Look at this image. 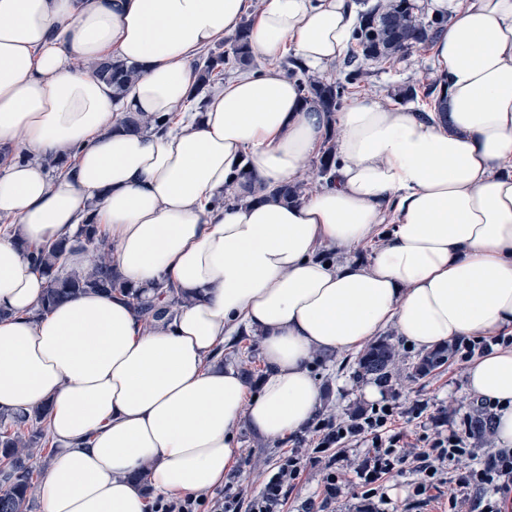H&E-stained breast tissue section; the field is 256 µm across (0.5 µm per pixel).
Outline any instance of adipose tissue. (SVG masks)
I'll list each match as a JSON object with an SVG mask.
<instances>
[{
    "mask_svg": "<svg viewBox=\"0 0 512 512\" xmlns=\"http://www.w3.org/2000/svg\"><path fill=\"white\" fill-rule=\"evenodd\" d=\"M0 0V412L48 404L41 512H150L223 485L247 426L277 443L320 407L316 354L357 351L386 328L432 349L489 341L466 370L512 450V0H430L448 25L430 47L445 113L357 97L305 105L274 62L345 53L353 0ZM249 21L270 64L189 111L203 49ZM138 71L122 95L92 64ZM173 119L166 134L116 129L122 114ZM338 134L333 182L260 200L307 172ZM46 156L67 157L53 178ZM115 251L125 292L49 309L27 253L80 224ZM368 262L325 264L370 240ZM187 298L146 329L135 293ZM259 333L250 388L212 357L238 326ZM146 471L148 489L131 477Z\"/></svg>",
    "mask_w": 512,
    "mask_h": 512,
    "instance_id": "obj_1",
    "label": "adipose tissue"
}]
</instances>
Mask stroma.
Listing matches in <instances>:
<instances>
[{"mask_svg": "<svg viewBox=\"0 0 512 512\" xmlns=\"http://www.w3.org/2000/svg\"><path fill=\"white\" fill-rule=\"evenodd\" d=\"M370 74L356 92L383 100L389 99L397 87L412 84L425 90L437 82L430 57L413 51L403 58L369 62ZM223 363L234 366L249 384H256L261 376L260 340L254 335H232L226 338L224 349L217 354ZM354 353L336 352L328 356H314L310 371L322 392L323 405L319 418L349 423V408L353 403L371 409L374 403H389L401 415L385 433L396 448L411 453L420 446L423 437L464 432V421L475 403L469 393L466 362L455 358L422 379L400 375L392 387L381 390L378 400L367 399L364 389L368 379L357 377ZM241 463L229 481L244 495L257 493L283 452L296 451L309 459L298 478L288 487L281 512H306L310 503L326 502V512H450L452 487L441 484L433 493L427 508L414 506L412 490L418 480L410 467L394 468L378 481L379 494L367 499L362 495L361 476L374 467V452L370 435L350 439L336 451V473L341 490L335 499L326 500L324 463L312 462L311 456L318 444L315 424H308L294 439L275 444L257 436L248 427L236 432Z\"/></svg>", "mask_w": 512, "mask_h": 512, "instance_id": "stroma-1", "label": "stroma"}]
</instances>
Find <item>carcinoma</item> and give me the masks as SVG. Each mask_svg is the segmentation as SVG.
<instances>
[{
	"label": "carcinoma",
	"mask_w": 512,
	"mask_h": 512,
	"mask_svg": "<svg viewBox=\"0 0 512 512\" xmlns=\"http://www.w3.org/2000/svg\"><path fill=\"white\" fill-rule=\"evenodd\" d=\"M447 21L428 20L414 12L411 0H376V4L361 12L355 26L352 41L357 50L350 52L342 62L344 78H324L286 58L282 67L297 79L305 104L321 112H337L349 88L360 84L367 75L366 62L375 59L403 57L416 47L431 44L443 32ZM242 25L239 35L228 41V49L207 52L195 64L198 87L196 93L224 79V71L245 69L252 65L253 57L248 50ZM95 72L98 77L112 84L116 95H121L136 76L135 68L119 61L101 62ZM118 124L132 131L153 130L164 132L168 124L162 120L141 116L123 115ZM336 165V146L331 142L313 161L311 174L286 182L271 193L282 203L294 202L310 189V176L326 178ZM76 250L92 254L93 260L85 270H64L63 260ZM31 264L43 269L47 285L41 308L48 309L70 297L88 292L112 293L123 291L111 250L99 234L96 225L88 223L80 227L72 238L63 237L28 254ZM169 299L159 304L156 299L136 298V304L145 325L170 319L185 300L182 294L167 287ZM456 355L453 348L441 346L421 355L411 366L409 377H426L447 364ZM397 349L388 336L380 337L366 347L355 360V372L366 376L383 388L393 386ZM46 408L36 407L29 413L16 417L0 413V423L6 420L21 422L23 429L5 430L0 433V461L7 468L0 470V512H30L36 488L32 482L33 461L36 450L43 447L45 434L43 421ZM493 430V420L488 411L475 406L469 415L468 437L477 442L487 439Z\"/></svg>",
	"instance_id": "obj_1"
}]
</instances>
